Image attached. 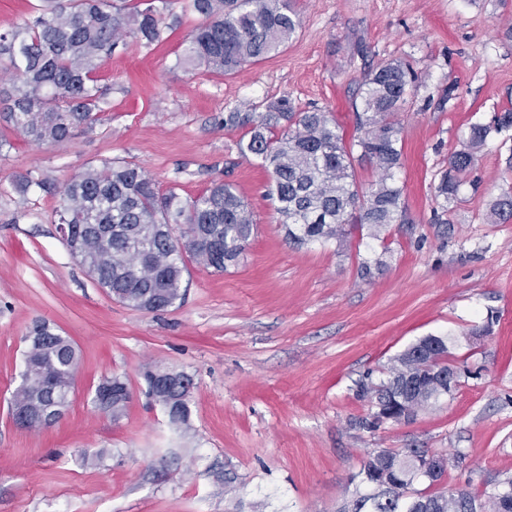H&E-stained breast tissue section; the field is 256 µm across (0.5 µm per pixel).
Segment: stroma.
Returning <instances> with one entry per match:
<instances>
[{"instance_id":"1","label":"stroma","mask_w":512,"mask_h":512,"mask_svg":"<svg viewBox=\"0 0 512 512\" xmlns=\"http://www.w3.org/2000/svg\"><path fill=\"white\" fill-rule=\"evenodd\" d=\"M290 6L301 25L288 44L235 74L180 64L200 22L183 13L159 46L119 40L97 73L106 110L68 143L0 126V512H338L350 475L386 448L447 457L446 489L479 493L512 474V218L491 213L512 193V130L488 136L456 198L436 193L469 126L512 108V0ZM392 59L418 76L397 115L407 223L290 243L269 173L239 152L246 127L225 116L286 97L328 110L351 139L365 73ZM107 161L185 200L232 184L257 224L240 263L217 273L187 261L182 301L159 312L109 297L54 222L69 177ZM38 319L80 350L69 407L40 431L9 413ZM430 335L454 340L453 398L357 427L371 412L359 379L387 378ZM149 369L193 377L188 425L148 396ZM111 375L131 392L117 421L92 404Z\"/></svg>"}]
</instances>
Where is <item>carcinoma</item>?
Here are the masks:
<instances>
[{"instance_id":"cac0c4a2","label":"carcinoma","mask_w":512,"mask_h":512,"mask_svg":"<svg viewBox=\"0 0 512 512\" xmlns=\"http://www.w3.org/2000/svg\"><path fill=\"white\" fill-rule=\"evenodd\" d=\"M183 4L202 18L187 35L180 63L234 74L276 54L299 27L288 0H38L36 15L0 30V70L12 89L0 119L37 143L63 144L73 131L105 111L106 92L97 71L126 36L143 45H158L176 25L174 6ZM172 22H166V19ZM416 76L401 61H386L367 73L361 84L362 110L355 113L358 135L349 144L331 113L298 111L287 98L269 103L264 112H230L225 125L249 127L240 143L243 156L259 160L271 171L269 197L288 230L301 245L338 241L348 225L382 228L406 221L404 187L394 179L402 143L396 115L404 111ZM512 127V110L494 125L469 127L470 147L483 144L491 130ZM473 154L459 151L437 186L438 195L457 194L459 176L473 164ZM368 162L380 172L365 190L355 165ZM68 225L66 246L77 245L98 285L113 299L144 311V302L173 306L181 299L184 256L206 269L222 272L236 264L254 232L253 215L232 185L216 183L191 201L175 189L158 192L144 171L129 163L109 161L74 174L60 190L55 211ZM182 224L184 240L170 239ZM29 335L21 375L26 384L14 390L10 408L35 418L57 402L70 404L80 357L73 341L36 322ZM448 371V338L426 336L397 357L390 377L380 384L361 383L362 396L375 411L358 421L373 430L382 420L413 419L417 412L453 396L438 382L433 368ZM127 387L119 376L96 387L94 408L118 419L129 397L100 399L107 386ZM428 449H384L369 456L356 475L355 491L340 512H512V475L478 495L461 490L450 498L418 475Z\"/></svg>"}]
</instances>
